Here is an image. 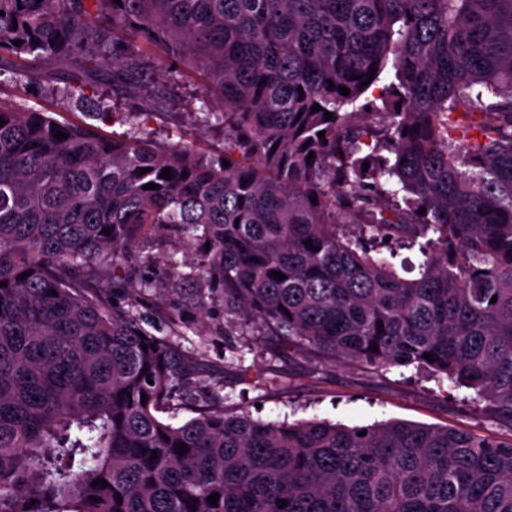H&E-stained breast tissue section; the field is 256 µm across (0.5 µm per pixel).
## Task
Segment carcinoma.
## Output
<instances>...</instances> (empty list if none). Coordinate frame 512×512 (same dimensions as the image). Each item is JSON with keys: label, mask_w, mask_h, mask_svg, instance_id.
Here are the masks:
<instances>
[{"label": "carcinoma", "mask_w": 512, "mask_h": 512, "mask_svg": "<svg viewBox=\"0 0 512 512\" xmlns=\"http://www.w3.org/2000/svg\"><path fill=\"white\" fill-rule=\"evenodd\" d=\"M0 11V75L58 69L60 98L130 125L106 138L0 101V512H512V443L228 412L206 361L128 310L149 283L102 284L142 234L171 230L195 245L173 273L206 269L225 316L332 359L444 376L512 422V0ZM152 67L171 86L197 76L190 111L224 126L222 154L132 122L172 111L171 92L143 84ZM101 70L111 94L86 95ZM414 249L419 276L404 278L396 259ZM182 407L196 416L162 417Z\"/></svg>", "instance_id": "1"}]
</instances>
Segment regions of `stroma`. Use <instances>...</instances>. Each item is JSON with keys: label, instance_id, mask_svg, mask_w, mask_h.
I'll use <instances>...</instances> for the list:
<instances>
[{"label": "stroma", "instance_id": "35a3bbf8", "mask_svg": "<svg viewBox=\"0 0 512 512\" xmlns=\"http://www.w3.org/2000/svg\"><path fill=\"white\" fill-rule=\"evenodd\" d=\"M53 81L49 74L30 83L2 81L0 99L83 122L82 109L50 94ZM197 92L195 79H186L175 91L172 111L153 115L149 125L160 140L184 138L202 153H221L223 127L198 123L185 105ZM190 250L181 237L151 231L137 243L132 264H118L114 272L122 276L132 271L149 281L133 314L153 323L158 336L209 361L223 379L227 411H246L267 422L318 419L350 427L397 419L512 442V424L498 420L491 406L473 407L474 391L448 379H419L410 368L323 360L266 335L261 326L238 327L224 315L221 292L206 280L186 282L174 276L171 260H183Z\"/></svg>", "mask_w": 512, "mask_h": 512}]
</instances>
